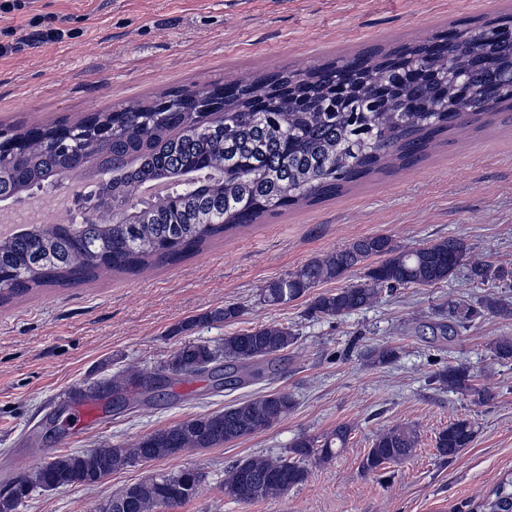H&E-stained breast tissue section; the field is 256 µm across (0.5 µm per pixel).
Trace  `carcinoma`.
I'll use <instances>...</instances> for the list:
<instances>
[{"mask_svg":"<svg viewBox=\"0 0 512 512\" xmlns=\"http://www.w3.org/2000/svg\"><path fill=\"white\" fill-rule=\"evenodd\" d=\"M512 17L475 27H451L431 37L371 48L302 73L264 72L248 81L213 83L224 89V121L199 127L191 110L198 89L179 87L163 93L176 110L152 112L136 102L122 112H94L74 125L85 131L98 167L112 182L98 185L100 197L130 195L143 185L164 182L170 193L140 201L128 214L114 216L101 207L75 224H27L9 240H0V301L47 285L85 281L102 269L136 273L178 261L207 241L259 223L303 204L333 198L377 173L413 166L463 124L483 126L512 111V98L487 104L488 94L512 71V37L497 25ZM453 73L469 93L448 108L444 81ZM112 127V139L98 141L100 129ZM18 143V162L0 166V196H19L52 185L60 174L88 164L81 146H58L66 127L16 126L3 129ZM471 279L512 281V271L470 260L462 239L448 237L403 249L387 235L361 237L347 247L314 259L291 275L268 282L263 302L284 305L353 269L363 277L319 294L309 310L338 318L362 310L386 291L411 285L431 287L448 281L462 265ZM448 323L429 325L432 335L448 336L484 313L512 317V302L485 299L448 303ZM243 308H224L187 321H233ZM292 329L260 325L224 337V344L188 342L178 348L168 370L176 376L220 373L221 386L239 382V369L264 372L297 343ZM498 359L512 360V337L489 347ZM434 380L476 405L493 395L474 384L465 364L450 366ZM294 401L270 393L194 417L142 438L134 448H100L89 454L57 453L9 491L0 490V512H16L34 488L90 486L133 461H154L186 448H217L266 430L288 416ZM352 428L341 423L323 436L302 434L274 458L254 456L232 464L224 474V496L251 504L284 494L302 484L311 463H327L346 446ZM477 435L473 421L456 418L435 438L438 456L452 461ZM416 430L395 426L375 435L362 460L366 472L401 463L414 455ZM204 475L196 469L154 475L130 484L100 512H164L190 500ZM480 512H512V476L502 478L478 505Z\"/></svg>","mask_w":512,"mask_h":512,"instance_id":"cac0c4a2","label":"carcinoma"}]
</instances>
